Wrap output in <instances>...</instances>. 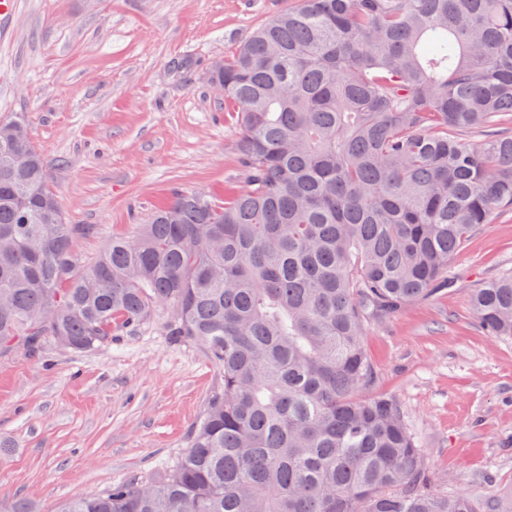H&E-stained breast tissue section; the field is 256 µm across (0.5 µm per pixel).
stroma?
<instances>
[{"label": "stroma", "instance_id": "obj_1", "mask_svg": "<svg viewBox=\"0 0 512 512\" xmlns=\"http://www.w3.org/2000/svg\"><path fill=\"white\" fill-rule=\"evenodd\" d=\"M0 42V120L23 116L83 262L180 192L224 200L245 176L235 113L209 80L289 0H17ZM512 274V218L494 216L448 263L450 288L368 325L373 393L396 399L443 493L512 512V336L480 327L472 292ZM154 311L111 343L0 356V512H31L158 474L184 451L220 383L203 350Z\"/></svg>", "mask_w": 512, "mask_h": 512}]
</instances>
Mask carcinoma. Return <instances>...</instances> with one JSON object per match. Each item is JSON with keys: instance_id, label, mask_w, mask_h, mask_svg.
<instances>
[{"instance_id": "obj_1", "label": "carcinoma", "mask_w": 512, "mask_h": 512, "mask_svg": "<svg viewBox=\"0 0 512 512\" xmlns=\"http://www.w3.org/2000/svg\"><path fill=\"white\" fill-rule=\"evenodd\" d=\"M210 79L244 188L178 194L89 264L26 121H0V354L89 351L164 308L221 373L180 459L56 512H497L431 489L363 336L512 214V0H299ZM473 305L512 336V277Z\"/></svg>"}]
</instances>
